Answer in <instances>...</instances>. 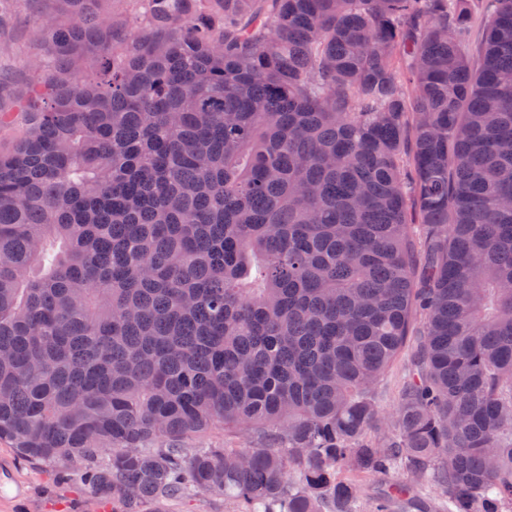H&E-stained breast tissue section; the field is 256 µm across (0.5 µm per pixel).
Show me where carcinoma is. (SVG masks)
I'll list each match as a JSON object with an SVG mask.
<instances>
[{"mask_svg":"<svg viewBox=\"0 0 512 512\" xmlns=\"http://www.w3.org/2000/svg\"><path fill=\"white\" fill-rule=\"evenodd\" d=\"M57 2L0 155V440L112 512H357L349 460L405 477L373 512H512V0L477 48L473 0ZM218 427L259 442L183 447ZM409 367L408 357L404 356L392 367L380 384L378 388V407L381 413H390L396 405V398L406 380ZM165 508L166 512H234L232 504L224 501V496L201 489L167 503Z\"/></svg>","mask_w":512,"mask_h":512,"instance_id":"carcinoma-1","label":"carcinoma"}]
</instances>
